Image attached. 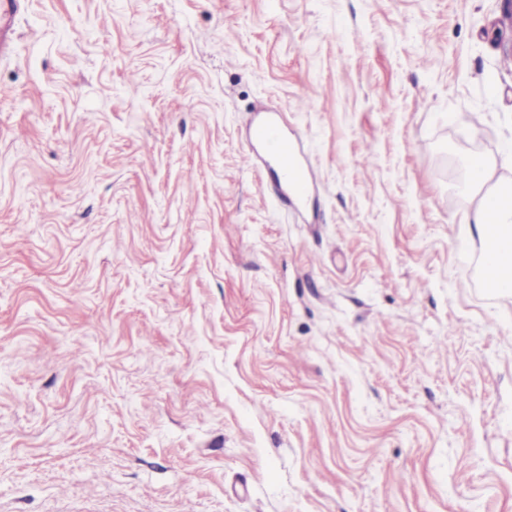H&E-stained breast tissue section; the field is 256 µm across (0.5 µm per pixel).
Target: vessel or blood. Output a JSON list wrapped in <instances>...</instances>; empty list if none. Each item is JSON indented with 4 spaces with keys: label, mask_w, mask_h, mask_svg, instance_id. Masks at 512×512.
I'll return each mask as SVG.
<instances>
[{
    "label": "vessel or blood",
    "mask_w": 512,
    "mask_h": 512,
    "mask_svg": "<svg viewBox=\"0 0 512 512\" xmlns=\"http://www.w3.org/2000/svg\"><path fill=\"white\" fill-rule=\"evenodd\" d=\"M249 137L258 148L262 162L270 168L281 197L302 206L310 184L299 141L289 135L282 119L274 115L258 120L251 127Z\"/></svg>",
    "instance_id": "1"
}]
</instances>
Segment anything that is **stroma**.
<instances>
[{
  "instance_id": "stroma-1",
  "label": "stroma",
  "mask_w": 512,
  "mask_h": 512,
  "mask_svg": "<svg viewBox=\"0 0 512 512\" xmlns=\"http://www.w3.org/2000/svg\"><path fill=\"white\" fill-rule=\"evenodd\" d=\"M21 3L0 512H512V293L463 192L512 187L501 0ZM270 112L305 208L244 162Z\"/></svg>"
}]
</instances>
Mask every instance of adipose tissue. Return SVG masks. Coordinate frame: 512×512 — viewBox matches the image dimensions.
Returning <instances> with one entry per match:
<instances>
[{
    "mask_svg": "<svg viewBox=\"0 0 512 512\" xmlns=\"http://www.w3.org/2000/svg\"><path fill=\"white\" fill-rule=\"evenodd\" d=\"M490 179L491 170L485 166L471 182L482 193L473 222L478 236L495 246L483 268L486 285L507 292L512 290V190L489 188Z\"/></svg>",
    "mask_w": 512,
    "mask_h": 512,
    "instance_id": "1",
    "label": "adipose tissue"
}]
</instances>
